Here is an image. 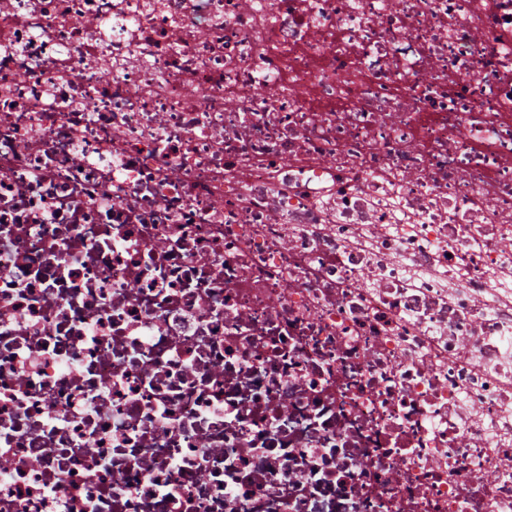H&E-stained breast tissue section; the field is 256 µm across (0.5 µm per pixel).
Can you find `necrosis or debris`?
I'll use <instances>...</instances> for the list:
<instances>
[{"label":"necrosis or debris","mask_w":512,"mask_h":512,"mask_svg":"<svg viewBox=\"0 0 512 512\" xmlns=\"http://www.w3.org/2000/svg\"><path fill=\"white\" fill-rule=\"evenodd\" d=\"M0 512H512V0H0Z\"/></svg>","instance_id":"4bbe7bcc"}]
</instances>
